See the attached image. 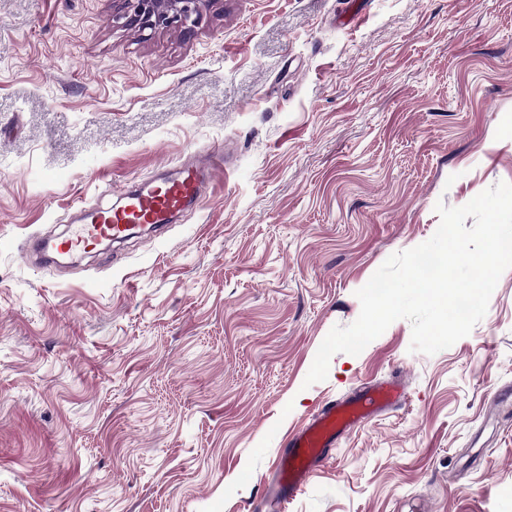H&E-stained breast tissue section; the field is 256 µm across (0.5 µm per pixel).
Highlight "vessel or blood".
Instances as JSON below:
<instances>
[{"mask_svg": "<svg viewBox=\"0 0 512 512\" xmlns=\"http://www.w3.org/2000/svg\"><path fill=\"white\" fill-rule=\"evenodd\" d=\"M223 149H215L195 162L180 166L178 175L161 180L136 193L126 194L120 206L96 208L82 217L63 240L41 241L37 250L57 249L78 252L102 240L123 238L128 225L164 224L189 204L203 200V186L212 174L222 169ZM401 398L398 384L359 390L352 399L326 404L309 422L292 434L288 446L274 461L278 491L282 501L300 492L316 468L325 460L329 448L346 432L386 410Z\"/></svg>", "mask_w": 512, "mask_h": 512, "instance_id": "obj_1", "label": "vessel or blood"}]
</instances>
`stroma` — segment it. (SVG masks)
Listing matches in <instances>:
<instances>
[{
	"mask_svg": "<svg viewBox=\"0 0 512 512\" xmlns=\"http://www.w3.org/2000/svg\"><path fill=\"white\" fill-rule=\"evenodd\" d=\"M163 235L23 264L75 206L218 146ZM512 183V0H214L191 34L112 0H0V512H512V268L433 355L399 319L305 378L393 253ZM287 505L273 463L392 377Z\"/></svg>",
	"mask_w": 512,
	"mask_h": 512,
	"instance_id": "obj_1",
	"label": "stroma"
}]
</instances>
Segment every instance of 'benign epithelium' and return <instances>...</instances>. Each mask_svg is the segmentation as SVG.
Wrapping results in <instances>:
<instances>
[{
  "label": "benign epithelium",
  "mask_w": 512,
  "mask_h": 512,
  "mask_svg": "<svg viewBox=\"0 0 512 512\" xmlns=\"http://www.w3.org/2000/svg\"><path fill=\"white\" fill-rule=\"evenodd\" d=\"M212 0H112V21L140 29H190Z\"/></svg>",
  "instance_id": "benign-epithelium-1"
}]
</instances>
